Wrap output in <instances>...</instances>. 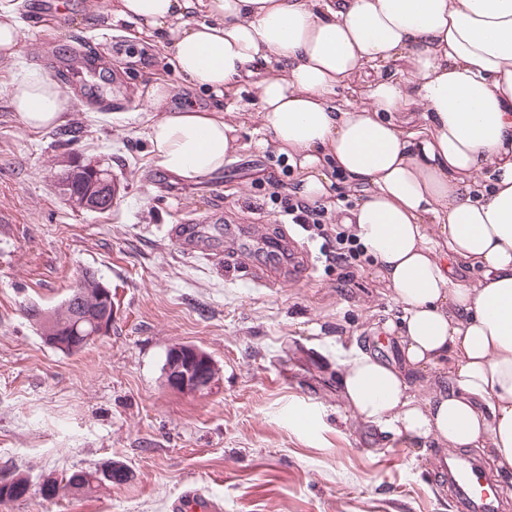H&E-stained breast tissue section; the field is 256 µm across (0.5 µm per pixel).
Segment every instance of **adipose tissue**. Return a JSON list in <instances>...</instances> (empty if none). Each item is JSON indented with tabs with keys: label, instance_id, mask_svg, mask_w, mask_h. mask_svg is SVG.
Masks as SVG:
<instances>
[{
	"label": "adipose tissue",
	"instance_id": "obj_1",
	"mask_svg": "<svg viewBox=\"0 0 512 512\" xmlns=\"http://www.w3.org/2000/svg\"><path fill=\"white\" fill-rule=\"evenodd\" d=\"M111 14L167 47L185 87L227 102L171 111L170 82L151 83L159 168L195 181L223 169L240 149L231 97L254 86L257 148L285 156L297 198L333 208L372 257L401 309L387 328L400 361L343 354L355 416L487 449L512 477V0H116ZM10 95L32 129L69 107L38 73Z\"/></svg>",
	"mask_w": 512,
	"mask_h": 512
}]
</instances>
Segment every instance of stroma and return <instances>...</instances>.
I'll return each instance as SVG.
<instances>
[{"instance_id": "stroma-1", "label": "stroma", "mask_w": 512, "mask_h": 512, "mask_svg": "<svg viewBox=\"0 0 512 512\" xmlns=\"http://www.w3.org/2000/svg\"><path fill=\"white\" fill-rule=\"evenodd\" d=\"M16 2L19 53L0 61V477L26 475L30 490L0 512H170L194 489L224 512H465L440 464L487 469L485 451L444 455L357 418L342 396L337 351L399 356L383 328L401 311L369 256L349 271L330 264L334 238L300 226L311 258L275 264L273 285L241 273L272 262L292 188L285 157L253 146L254 91L234 117L236 158L183 180L154 163L156 114L143 94L161 77L171 109L216 102L183 91L170 52L129 39L113 0H55L41 16L33 0ZM78 47L96 51L92 80L118 111L99 110L67 78ZM34 71L70 98L56 128L29 129L12 107L13 82ZM72 163L113 173L116 207L79 208L62 179ZM86 271L111 287L117 316L110 335L68 355L43 342L26 310L59 307ZM179 343L211 356V389L167 386L166 353ZM107 462L132 479L87 496L40 494L47 477Z\"/></svg>"}]
</instances>
